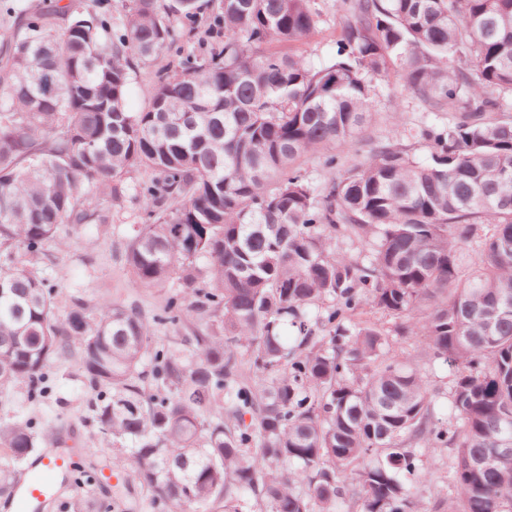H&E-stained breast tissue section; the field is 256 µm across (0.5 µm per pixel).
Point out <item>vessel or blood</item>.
Segmentation results:
<instances>
[{
	"label": "vessel or blood",
	"instance_id": "obj_1",
	"mask_svg": "<svg viewBox=\"0 0 512 512\" xmlns=\"http://www.w3.org/2000/svg\"><path fill=\"white\" fill-rule=\"evenodd\" d=\"M75 462L71 455L51 450L40 462L30 467L14 489V512H38L55 499L71 481Z\"/></svg>",
	"mask_w": 512,
	"mask_h": 512
}]
</instances>
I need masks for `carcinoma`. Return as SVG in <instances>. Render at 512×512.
I'll use <instances>...</instances> for the list:
<instances>
[{"instance_id": "obj_1", "label": "carcinoma", "mask_w": 512, "mask_h": 512, "mask_svg": "<svg viewBox=\"0 0 512 512\" xmlns=\"http://www.w3.org/2000/svg\"><path fill=\"white\" fill-rule=\"evenodd\" d=\"M338 8L336 53L312 67L270 49L314 31L311 0H211L223 47L157 69L140 112L125 106L130 73L196 37L197 0H124L119 18L64 6L62 27L38 13L0 36V246L37 256L64 226L106 224L101 198L144 172L125 263L141 286L178 278L204 320L184 337L190 362L152 349L136 309L91 318L76 300L61 323L55 285L0 269V388L48 399L76 348L92 423L135 442L137 478L170 512H416V448L455 451L448 512H512V0ZM391 68L451 118L314 187L296 162L361 143L367 76ZM365 305L402 323L354 320ZM392 335L422 337L449 370L454 423L417 361L389 354ZM36 442L32 421L0 424L14 460Z\"/></svg>"}]
</instances>
